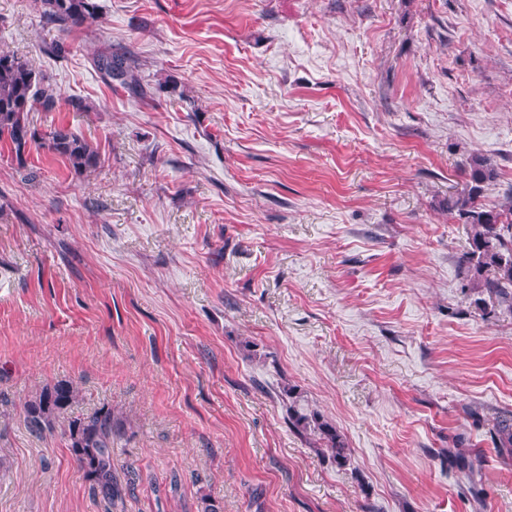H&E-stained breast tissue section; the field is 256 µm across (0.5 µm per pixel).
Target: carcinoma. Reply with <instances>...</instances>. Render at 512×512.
<instances>
[{
    "label": "carcinoma",
    "instance_id": "obj_1",
    "mask_svg": "<svg viewBox=\"0 0 512 512\" xmlns=\"http://www.w3.org/2000/svg\"><path fill=\"white\" fill-rule=\"evenodd\" d=\"M46 22L62 32L81 28L89 19L99 16L97 0H41ZM94 64L117 86L139 97L147 91L135 73L132 59L124 53L99 54ZM56 91L48 79L31 65L11 55H0V144L6 146L17 170H29L31 145L41 143L49 151L65 158L77 171L92 168L99 161L96 148L65 127H58L42 136L30 122V112L40 108L55 110ZM465 186L448 196V213L467 225L470 251L466 254L471 276L467 288L488 295L512 309V201L500 207L482 202L485 187L498 179V171L481 154H471L464 164ZM76 398L74 388L66 383L45 386L26 401L24 420L37 436L52 434L60 419ZM292 426L301 433L318 436L315 443L331 451L332 459L340 464L347 448L336 429L320 421L317 414L292 415ZM493 439L497 452L512 457V419L498 418L493 424ZM120 434L112 408L102 407L92 413L69 420V448L89 482L94 497L115 508L134 490L135 479L122 484L112 467V440Z\"/></svg>",
    "mask_w": 512,
    "mask_h": 512
}]
</instances>
